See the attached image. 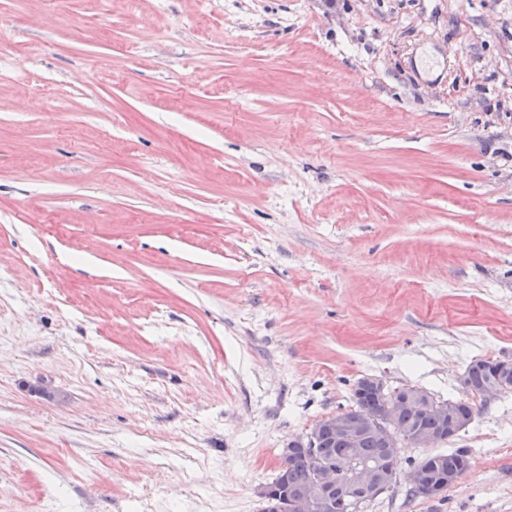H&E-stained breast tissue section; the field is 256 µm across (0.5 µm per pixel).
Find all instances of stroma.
<instances>
[{
    "mask_svg": "<svg viewBox=\"0 0 512 512\" xmlns=\"http://www.w3.org/2000/svg\"><path fill=\"white\" fill-rule=\"evenodd\" d=\"M0 512H262L360 379L512 358V0H0ZM472 466L370 512H512Z\"/></svg>",
    "mask_w": 512,
    "mask_h": 512,
    "instance_id": "35a3bbf8",
    "label": "stroma"
}]
</instances>
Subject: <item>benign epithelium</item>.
<instances>
[{"instance_id":"obj_1","label":"benign epithelium","mask_w":512,"mask_h":512,"mask_svg":"<svg viewBox=\"0 0 512 512\" xmlns=\"http://www.w3.org/2000/svg\"><path fill=\"white\" fill-rule=\"evenodd\" d=\"M404 405L424 410L430 408L425 391L413 387L402 392L399 397L394 395L387 398L379 414L368 422L362 420L353 409L317 421L282 450L281 460H286L289 449L296 445L316 449L324 429L347 444L350 448L348 459L339 461L334 466L318 463L314 479L295 489L284 499L273 495L271 486H266L263 498L267 512H336L339 502L351 510L357 499L356 492H382L385 488L382 470L356 456L362 430L366 427L379 435L388 458L393 460L398 456L399 448L404 445L435 448L454 436L461 427V423L454 422L445 435L421 432L410 437L399 425L400 408ZM409 484L419 496L430 501H440L448 495V484L427 481L426 473L419 467L411 470Z\"/></svg>"}]
</instances>
